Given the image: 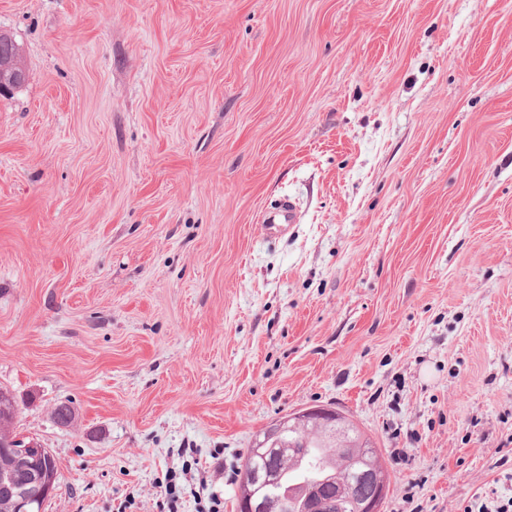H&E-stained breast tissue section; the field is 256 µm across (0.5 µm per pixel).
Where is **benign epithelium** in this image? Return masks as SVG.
Masks as SVG:
<instances>
[{"mask_svg":"<svg viewBox=\"0 0 512 512\" xmlns=\"http://www.w3.org/2000/svg\"><path fill=\"white\" fill-rule=\"evenodd\" d=\"M25 80V69L16 56L0 59V93L8 92ZM349 419L342 413L322 407L307 408L290 412L279 417L256 439L251 459L259 462L249 467L244 474L239 496L244 512H288V508L299 512H340L341 503L346 499L353 486L351 475L341 476L334 471L322 478L303 484L287 486L283 483L281 468L271 464V459L289 453L297 460L302 454V446L307 439L299 438L291 443V449H283V433L302 432L311 427L323 430L330 438H336V425L348 426ZM12 450L21 456L51 458L50 452L34 442H14ZM359 478L367 479L374 485L369 497L355 503L356 512H382V504L389 490L388 474L375 463L374 459L365 460V470ZM336 486V496L324 493V484ZM277 486L281 488L280 498L272 503L256 495L254 487ZM0 488L14 499L15 512H29L34 502H42L54 492V480L42 472L27 480H19L11 470H0Z\"/></svg>","mask_w":512,"mask_h":512,"instance_id":"1","label":"benign epithelium"}]
</instances>
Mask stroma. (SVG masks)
Returning <instances> with one entry per match:
<instances>
[{
    "instance_id": "obj_1",
    "label": "stroma",
    "mask_w": 512,
    "mask_h": 512,
    "mask_svg": "<svg viewBox=\"0 0 512 512\" xmlns=\"http://www.w3.org/2000/svg\"><path fill=\"white\" fill-rule=\"evenodd\" d=\"M0 32V389L42 512H159L174 470L180 512H238L255 436L316 406L380 448L383 512L512 501V0H0ZM18 51L17 46L10 37L0 35V93L8 92L21 86L25 80V69L19 62L17 56L13 55ZM19 86V87H20ZM296 215V206L294 202L290 198L285 197L280 201L276 208L263 213L262 221L265 224L270 225L268 226L270 230L276 228L275 231H277L278 229L286 228L288 224H296ZM281 224H287V226L284 227Z\"/></svg>"
}]
</instances>
